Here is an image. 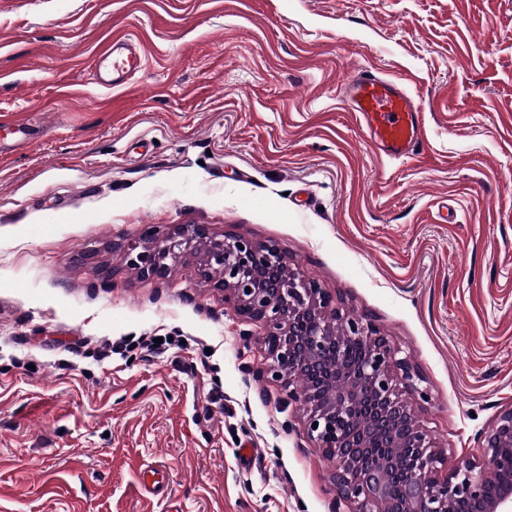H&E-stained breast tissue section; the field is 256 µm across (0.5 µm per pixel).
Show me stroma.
Segmentation results:
<instances>
[{
	"label": "stroma",
	"instance_id": "1",
	"mask_svg": "<svg viewBox=\"0 0 512 512\" xmlns=\"http://www.w3.org/2000/svg\"><path fill=\"white\" fill-rule=\"evenodd\" d=\"M120 37L144 67L92 83ZM362 68L418 100L419 156L367 143ZM195 224L276 241L408 358L445 470L478 458L512 404V0H0V512H349L201 254L128 266Z\"/></svg>",
	"mask_w": 512,
	"mask_h": 512
}]
</instances>
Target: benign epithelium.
Listing matches in <instances>:
<instances>
[{
    "mask_svg": "<svg viewBox=\"0 0 512 512\" xmlns=\"http://www.w3.org/2000/svg\"><path fill=\"white\" fill-rule=\"evenodd\" d=\"M190 240L203 247L202 273L220 272L224 301L276 338L264 345L265 370L302 405L307 434L336 461V501L355 505L353 512H454L459 501L475 512H512V455L501 453L512 447V404L482 435L480 459L439 476L442 454L393 374L398 369L417 389L407 359L372 323L341 313L276 243L217 240L203 224L163 237L150 227L124 245L127 262L144 278L162 277ZM356 342L367 345L365 358L336 370L330 355Z\"/></svg>",
    "mask_w": 512,
    "mask_h": 512,
    "instance_id": "obj_1",
    "label": "benign epithelium"
}]
</instances>
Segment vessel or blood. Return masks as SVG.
<instances>
[{
  "label": "vessel or blood",
  "mask_w": 512,
  "mask_h": 512,
  "mask_svg": "<svg viewBox=\"0 0 512 512\" xmlns=\"http://www.w3.org/2000/svg\"><path fill=\"white\" fill-rule=\"evenodd\" d=\"M143 49L130 40L114 41L99 56L94 78L103 86L118 87L139 68ZM341 97L355 112L369 143L390 159L417 156L423 142L421 108L406 87L381 74L360 70L343 84Z\"/></svg>",
  "instance_id": "vessel-or-blood-1"
}]
</instances>
